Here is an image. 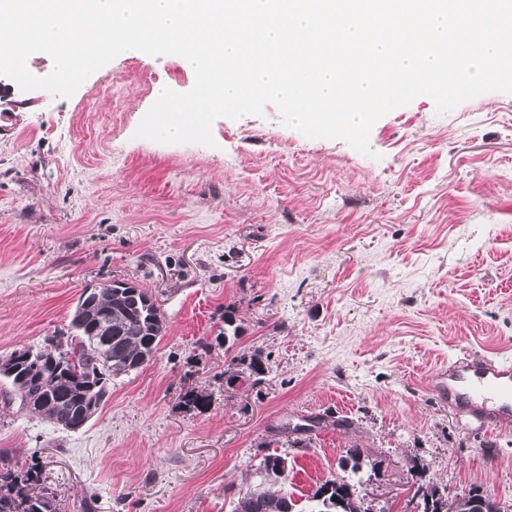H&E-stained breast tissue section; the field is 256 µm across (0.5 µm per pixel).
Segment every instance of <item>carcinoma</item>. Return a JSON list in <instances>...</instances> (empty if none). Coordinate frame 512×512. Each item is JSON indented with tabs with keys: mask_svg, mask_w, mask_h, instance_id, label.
Returning a JSON list of instances; mask_svg holds the SVG:
<instances>
[{
	"mask_svg": "<svg viewBox=\"0 0 512 512\" xmlns=\"http://www.w3.org/2000/svg\"><path fill=\"white\" fill-rule=\"evenodd\" d=\"M234 308L224 310V340H236L240 326L235 324ZM164 314L148 290L131 282L124 287L105 284L89 294L81 295L70 321V334L53 336L55 353L61 358H74L77 364L54 379L44 377L37 365L46 357L42 349L27 347L32 355L29 362H15L10 369L0 371L12 391L20 397L19 408L54 427L80 415L90 420L109 394L112 380L143 368L150 362L165 335ZM267 363L262 355L253 352L237 359V368L224 372L226 383L244 376L253 384L265 380ZM185 405L203 412L210 398L194 390L183 396ZM365 451L354 445L339 459L342 471L355 474L362 466L371 471L381 470L382 462L365 460ZM260 483L249 488L250 507L246 512H301L291 496L276 489L288 477V458L265 454L258 466ZM424 470L416 473V493L421 495L422 512H438L437 494L445 490L422 484ZM42 467L11 458L0 466V512H55L52 499L35 488L41 485ZM309 512H367L356 493L355 484L346 475L328 479L317 485L309 496Z\"/></svg>",
	"mask_w": 512,
	"mask_h": 512,
	"instance_id": "cac0c4a2",
	"label": "carcinoma"
}]
</instances>
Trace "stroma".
I'll use <instances>...</instances> for the list:
<instances>
[{
	"instance_id": "stroma-1",
	"label": "stroma",
	"mask_w": 512,
	"mask_h": 512,
	"mask_svg": "<svg viewBox=\"0 0 512 512\" xmlns=\"http://www.w3.org/2000/svg\"><path fill=\"white\" fill-rule=\"evenodd\" d=\"M177 56L123 52L68 98L0 76V358L67 328L87 288L127 281L166 319L157 353L113 380L80 430L0 402V455L39 462L56 512H231L271 430L302 512L351 445L374 512H417L416 468L449 495L512 504V424L486 429L427 386L439 365L512 357V94L438 113L419 96L379 119L371 155L262 115L217 119L214 146L136 137ZM242 334L224 345V310ZM264 382L226 386L233 357ZM210 408L186 407L188 390ZM237 360L238 367L231 372L224 371V378L229 385L244 376L253 378V384H259L265 380V374L268 373L267 363L263 360L262 355L253 352L250 355L243 354ZM368 456V452L366 451L365 454V451L357 445L351 446L346 449L345 455L340 457L338 467L343 472H346L349 469L351 473L356 474L364 464H368L370 465L371 471L374 473L376 471H380L382 468V461H369ZM364 457H367V461Z\"/></svg>"
}]
</instances>
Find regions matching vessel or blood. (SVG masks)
<instances>
[{
	"mask_svg": "<svg viewBox=\"0 0 512 512\" xmlns=\"http://www.w3.org/2000/svg\"><path fill=\"white\" fill-rule=\"evenodd\" d=\"M441 400L462 414L493 427L512 420V358L463 356L431 377Z\"/></svg>",
	"mask_w": 512,
	"mask_h": 512,
	"instance_id": "obj_1",
	"label": "vessel or blood"
}]
</instances>
